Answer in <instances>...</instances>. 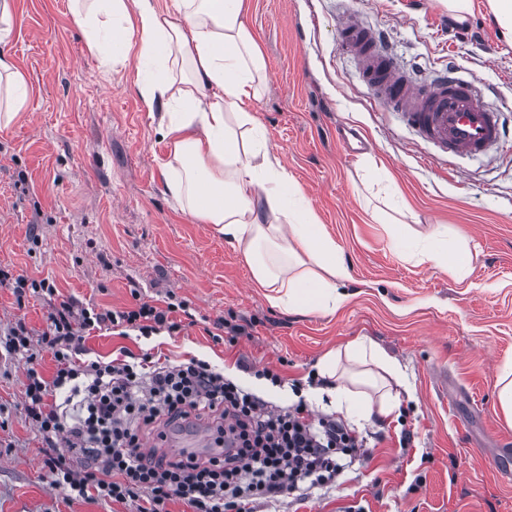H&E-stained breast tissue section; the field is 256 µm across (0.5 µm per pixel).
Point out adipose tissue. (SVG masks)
<instances>
[{
  "label": "adipose tissue",
  "mask_w": 512,
  "mask_h": 512,
  "mask_svg": "<svg viewBox=\"0 0 512 512\" xmlns=\"http://www.w3.org/2000/svg\"><path fill=\"white\" fill-rule=\"evenodd\" d=\"M90 51L109 36L113 71L130 58L154 63L162 73L141 78L137 88L148 109H160V126L172 149L161 167L177 207L215 225L241 249L256 287L272 306L288 312H333L347 302L351 274L340 247L307 205L303 192L268 148L265 130L245 105L257 99L266 79L263 54L246 22L245 0H71ZM29 101L23 73L0 55V125L8 126ZM421 260L452 278L470 273L468 243L447 228L417 236ZM364 373L350 383L336 379L338 354L318 366L328 387L312 389L315 402L330 401L368 418L395 406L390 393L372 399L370 389L401 381L396 359L371 342L346 348Z\"/></svg>",
  "instance_id": "adipose-tissue-1"
}]
</instances>
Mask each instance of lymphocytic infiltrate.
Masks as SVG:
<instances>
[{
    "mask_svg": "<svg viewBox=\"0 0 512 512\" xmlns=\"http://www.w3.org/2000/svg\"><path fill=\"white\" fill-rule=\"evenodd\" d=\"M0 286L17 300L34 293L50 301L42 342L56 362L52 379L26 371V411L42 437L51 483L66 496L112 502L140 501L138 512H167L180 500L192 512H252L259 500L288 493L303 499L330 487L354 465L373 458L365 437L305 400L269 405L225 379L208 361L161 366L149 355L105 363L86 358L84 341L109 328L127 335L175 333L195 325L187 301L158 307L142 301L126 310L96 309L62 299L49 279L12 277ZM218 415L219 451L200 459L170 460L144 450L145 431L158 421ZM77 455L80 465L69 457Z\"/></svg>",
    "mask_w": 512,
    "mask_h": 512,
    "instance_id": "f902f5d3",
    "label": "lymphocytic infiltrate"
}]
</instances>
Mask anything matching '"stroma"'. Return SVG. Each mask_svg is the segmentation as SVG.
<instances>
[{"mask_svg":"<svg viewBox=\"0 0 512 512\" xmlns=\"http://www.w3.org/2000/svg\"><path fill=\"white\" fill-rule=\"evenodd\" d=\"M483 3L473 0L466 23L452 25L438 0H249L267 84L248 110L351 274L349 300L323 315L272 306L241 251L166 194L160 163L170 147L138 93L137 60L116 73L103 67L70 0H13L14 33L0 50L31 94L0 128V267L52 278L64 296L101 308L173 295L197 319L148 339L94 332L84 341L90 358L195 357L248 389L267 367L285 384L261 397L279 406L294 400L288 385H307L325 354L355 340L401 364L406 384L389 415H337L373 446L369 467L305 501L283 495L253 512H512V426L496 388L512 363V148L452 169L428 159L400 115L374 109L336 37L340 15L357 11L387 31L401 66L430 76L453 64L487 88L512 131V48ZM339 125L361 128L368 150L350 155L333 135ZM436 224L472 246L466 278L406 253L414 232ZM48 312L46 299L20 304L0 287V330L23 319L38 346L30 364L0 353V512H137L135 501L72 499L51 484L23 386L28 367L55 372L39 346ZM218 319L245 335L214 341Z\"/></svg>","mask_w":512,"mask_h":512,"instance_id":"stroma-1","label":"stroma"}]
</instances>
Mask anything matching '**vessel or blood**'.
Instances as JSON below:
<instances>
[{"label": "vessel or blood", "mask_w": 512, "mask_h": 512, "mask_svg": "<svg viewBox=\"0 0 512 512\" xmlns=\"http://www.w3.org/2000/svg\"><path fill=\"white\" fill-rule=\"evenodd\" d=\"M338 35L341 47L357 59L376 106L400 113L416 136L433 146L440 163L481 156L505 142L499 112L487 107L472 80L446 71L431 82L419 81L396 64L382 30L366 26L355 12L345 13Z\"/></svg>", "instance_id": "obj_1"}]
</instances>
